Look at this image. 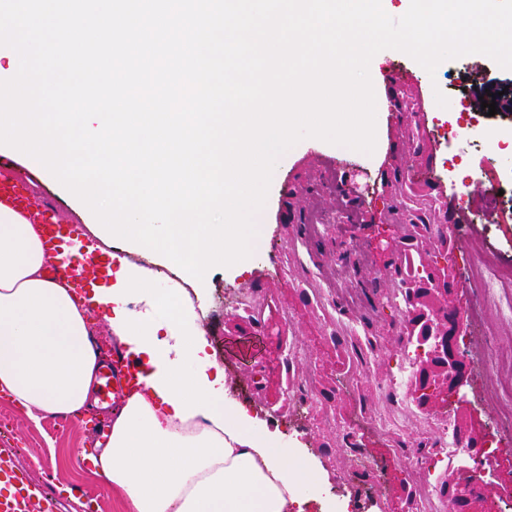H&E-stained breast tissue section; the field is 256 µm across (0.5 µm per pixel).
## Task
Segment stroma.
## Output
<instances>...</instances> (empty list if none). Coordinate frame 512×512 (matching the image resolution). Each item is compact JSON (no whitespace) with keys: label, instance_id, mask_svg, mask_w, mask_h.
Segmentation results:
<instances>
[{"label":"stroma","instance_id":"stroma-1","mask_svg":"<svg viewBox=\"0 0 512 512\" xmlns=\"http://www.w3.org/2000/svg\"><path fill=\"white\" fill-rule=\"evenodd\" d=\"M370 76L380 95L373 154L314 138L300 141L276 165L266 204L256 217L258 236L247 271L238 276L228 268L214 270L199 289L189 274L181 279L187 291L199 293L194 304L224 368L229 394L268 428L284 429L292 410L289 387L313 378L300 422V446L315 454L334 487L375 493L377 504L370 512H408L406 495L427 487L429 469L407 474L399 462L397 439L367 426L357 437L359 455L374 466L357 473L356 457L344 452L340 435L354 401L339 389L342 377L356 373L367 412L383 413L378 385L397 377L414 358L393 272L400 240L410 231L406 214L422 216L432 226L421 236L423 261L448 267L454 281L451 304L476 315L460 341L469 369L460 416L469 429L490 440L495 456L484 466L488 481L470 512H497L501 500L512 499V428L501 419V390L512 384V362L506 358L512 351V281L485 294L471 259L512 263V218L502 214L512 208V197L498 195L487 175L492 168L512 167V152L481 144L482 130L512 125V114L480 116L479 128L443 140L435 131L442 121L435 96L445 95L453 106L468 104L476 86L512 88V70L486 56L465 55L443 61L431 75L408 54L386 49L372 64ZM1 174L20 179L37 199L50 202L64 223L85 226L83 209L28 162L0 154ZM343 184L353 191L357 221L309 235L302 217L335 213L336 190ZM442 224L454 229L447 245L435 231ZM354 245L369 255L371 264L355 267L346 287L358 289L373 281L379 287L372 298L377 315L363 328L376 349L360 361L349 359L342 347L354 332L335 291L323 280ZM242 289L262 301L258 318L212 301L215 295ZM294 342L307 350V360L289 363L288 346ZM112 411V404L100 402L90 413L66 422L46 417L34 424L20 407L0 397V454L14 459L25 482L49 493L55 512H122L107 478L76 455Z\"/></svg>","mask_w":512,"mask_h":512}]
</instances>
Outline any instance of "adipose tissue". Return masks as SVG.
<instances>
[{"mask_svg": "<svg viewBox=\"0 0 512 512\" xmlns=\"http://www.w3.org/2000/svg\"><path fill=\"white\" fill-rule=\"evenodd\" d=\"M62 259L29 215L0 202V394L36 423L92 407L102 366L92 316L101 313L140 368L141 391L89 454L125 512H350L326 472L295 466L287 441L229 396L180 283L158 292L151 270L123 259L112 284L84 296L48 278Z\"/></svg>", "mask_w": 512, "mask_h": 512, "instance_id": "1", "label": "adipose tissue"}]
</instances>
